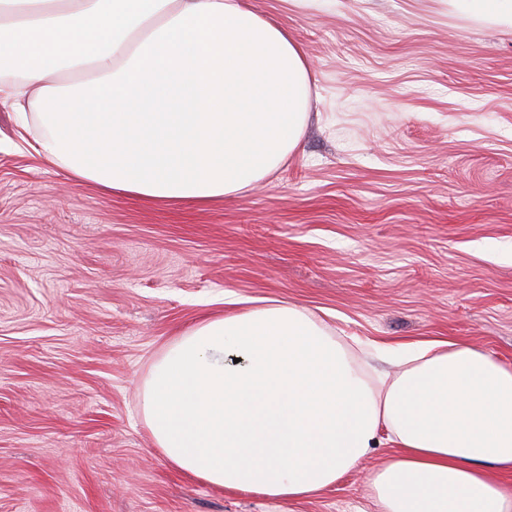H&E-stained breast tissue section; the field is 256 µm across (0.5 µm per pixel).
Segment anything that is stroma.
<instances>
[{"label": "stroma", "instance_id": "35a3bbf8", "mask_svg": "<svg viewBox=\"0 0 512 512\" xmlns=\"http://www.w3.org/2000/svg\"><path fill=\"white\" fill-rule=\"evenodd\" d=\"M310 66L288 159L230 197L148 201L35 152L0 100V512H379L381 442L315 497L170 464L139 405L206 317L270 300L322 320L368 379L385 347L464 341L512 366V29L448 0H247Z\"/></svg>", "mask_w": 512, "mask_h": 512}]
</instances>
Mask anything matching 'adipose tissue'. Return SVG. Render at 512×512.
<instances>
[{
  "instance_id": "obj_1",
  "label": "adipose tissue",
  "mask_w": 512,
  "mask_h": 512,
  "mask_svg": "<svg viewBox=\"0 0 512 512\" xmlns=\"http://www.w3.org/2000/svg\"><path fill=\"white\" fill-rule=\"evenodd\" d=\"M512 28V0H448ZM35 88L37 154L148 200L206 202L297 147L310 70L243 0H0V71ZM80 74V85H47ZM371 387L309 315L281 302L200 321L145 380L140 406L178 468L273 500L319 494L378 444L381 512H512V368L458 341L402 344Z\"/></svg>"
}]
</instances>
